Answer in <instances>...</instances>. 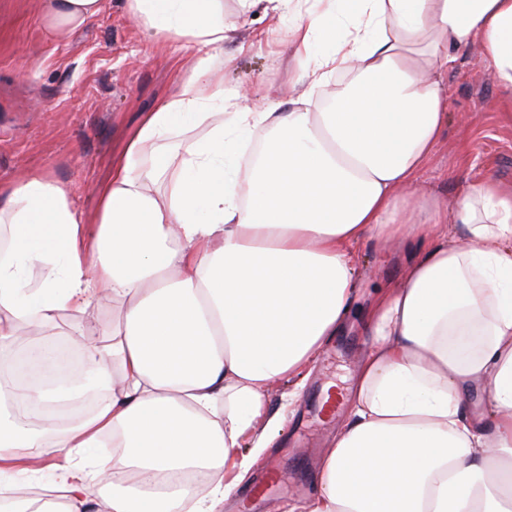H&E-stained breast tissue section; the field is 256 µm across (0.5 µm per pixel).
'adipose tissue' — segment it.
<instances>
[{"label": "adipose tissue", "instance_id": "ef3b65f1", "mask_svg": "<svg viewBox=\"0 0 512 512\" xmlns=\"http://www.w3.org/2000/svg\"><path fill=\"white\" fill-rule=\"evenodd\" d=\"M110 2L40 0L43 32L65 41ZM239 3L291 14L304 93L267 88L259 112L223 96L211 111L203 86L239 40L224 0H124L189 56L178 93L133 130L92 216L44 171L0 187V342L29 360L20 378L0 361V512H223L281 425L265 390L348 314L357 244L409 239L419 249L371 304L373 342L303 510L512 512V183L487 176L451 208L420 184L460 51L493 68L512 112V0ZM339 72L349 81L321 103ZM95 302L121 311L99 337L28 338ZM66 409L73 425L36 429ZM18 448L77 459L53 483L59 501L27 496L36 476L15 467ZM190 472L210 480L153 489Z\"/></svg>", "mask_w": 512, "mask_h": 512}]
</instances>
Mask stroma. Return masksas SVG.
<instances>
[{
    "label": "stroma",
    "mask_w": 512,
    "mask_h": 512,
    "mask_svg": "<svg viewBox=\"0 0 512 512\" xmlns=\"http://www.w3.org/2000/svg\"><path fill=\"white\" fill-rule=\"evenodd\" d=\"M39 0H0V185L23 170L48 172L73 190L75 207L93 214L97 188L106 181L143 114L175 94L186 76L185 60L167 43L149 40L134 27L121 0L57 44L42 34ZM288 16L274 18L256 8L241 13L238 0H224V22L242 34L264 31L262 43L226 55L220 69L225 89L237 90L242 108L259 111L265 89L294 94L293 49L276 35ZM448 132L424 174L427 188L455 203L467 184L486 175L512 181V117L500 112L501 90L490 68L475 51L463 52L448 73ZM416 242L382 248L361 243L360 292L336 336L319 352L310 370L271 385L265 395L269 412L283 416L264 455L246 483L224 502V512H270L302 504L317 487L321 458L345 420L318 419L313 406L321 386L335 383L349 397L370 338L361 316L371 294L397 284ZM118 315L109 307H91L58 319L55 328L34 327L43 340L52 330L94 333ZM279 464L284 481L271 495L253 498L270 464Z\"/></svg>",
    "instance_id": "obj_1"
}]
</instances>
